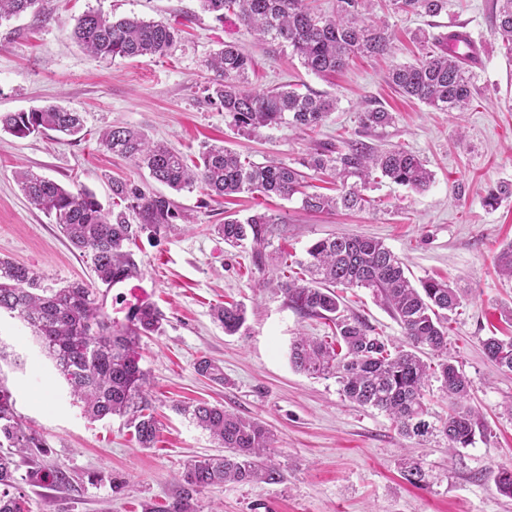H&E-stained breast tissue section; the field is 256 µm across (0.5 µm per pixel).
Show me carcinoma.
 Listing matches in <instances>:
<instances>
[{
	"label": "carcinoma",
	"instance_id": "carcinoma-1",
	"mask_svg": "<svg viewBox=\"0 0 512 512\" xmlns=\"http://www.w3.org/2000/svg\"><path fill=\"white\" fill-rule=\"evenodd\" d=\"M377 1L393 14L430 17L448 12L449 5V0H336L332 15L313 6L314 0H201V7L220 23L231 13L258 39L291 47L305 69L323 77L343 69L355 54L377 57L391 52L388 27L369 22ZM29 11L45 14L43 0H0V22ZM493 34L512 52V0H496ZM71 37L95 59L151 61L172 51L180 31L162 22L137 17L114 20L89 11L77 19ZM417 39L425 56L394 66L389 83L402 95L436 110L467 109L474 90L466 69L472 42L457 33L439 39L424 31ZM252 64L248 53L228 42L205 61L211 74L205 101L224 109L237 131L252 135L284 126L312 132L336 110L333 98L300 94L286 86L266 92L247 89ZM359 120L363 128L377 129L391 124L393 115L366 108ZM0 128L17 137L47 130L75 137L83 134L84 120L74 110L48 106L0 113ZM101 143L175 191L200 186L220 197L242 192L286 199L298 195L302 209L314 213L365 208L370 198L364 191L378 173L415 191L426 189L432 181L423 160L398 146L379 150L355 142L337 149L324 143L306 154L303 172L275 160L253 162L223 144L203 146L199 163L190 166L180 152L128 126L103 131ZM310 173L332 177L339 185L338 194L308 192ZM17 179L29 202L53 218L72 247L90 258L96 280L48 286L28 266L1 258L0 311L18 317L31 329L87 417L94 421L123 417L139 447H154L159 431L157 407L150 394L149 373L140 366L139 341L143 335L160 333L165 316L152 305L141 306L118 326L102 311L96 284L116 286L142 274L131 245L144 233L166 232L180 217L174 201L133 182L114 181L113 207L106 210L88 190L74 191L30 170L19 171ZM508 198H512V182H502L488 190L484 202L493 208ZM274 223L264 213L244 220L230 215L217 231L231 245L248 240L259 245L267 241ZM294 264L302 276L288 275L278 283L288 306L304 316L333 322L336 334L331 342L297 338L290 350L293 367L308 375L336 376L345 399L386 414L403 438H424L437 431L451 448L471 445L476 433L483 432V424L466 404L467 378L448 358V313L461 306L458 290L431 279L414 284L401 259L383 242L346 233L316 241ZM497 266L512 281V243L499 253ZM355 287L371 289L390 310L407 348L390 352L370 335L362 320L341 314L342 296L337 289ZM215 318L224 334L233 336L243 328L246 310L234 304L219 306ZM424 347L438 357L435 364L418 355ZM484 348L495 365L512 372V337H490ZM195 370L224 382V373L210 360H199ZM432 377L441 382L449 400L448 416L438 426L426 420L429 412L423 401ZM183 412L227 453L188 464L171 500L163 506L145 502L142 512H201L199 495L211 486L284 480L282 469L271 459L273 438L261 422L206 402L185 406ZM45 447L43 435L17 416L12 393L0 382V512H25L24 496L16 487L18 459H29ZM28 477L55 485L69 481L61 466L45 473L32 470ZM403 477L412 485H427L426 471L417 461L404 464ZM495 484L502 495L512 497V468H501Z\"/></svg>",
	"mask_w": 512,
	"mask_h": 512
}]
</instances>
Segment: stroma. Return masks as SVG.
<instances>
[{
	"instance_id": "obj_1",
	"label": "stroma",
	"mask_w": 512,
	"mask_h": 512,
	"mask_svg": "<svg viewBox=\"0 0 512 512\" xmlns=\"http://www.w3.org/2000/svg\"><path fill=\"white\" fill-rule=\"evenodd\" d=\"M46 3L44 15L0 23V113L59 105L82 112L85 134L18 138L0 130V257L30 266L47 283L90 282L95 274L90 259L28 202L16 173L28 167L68 188H86L107 208L116 180L163 192L146 171L100 145L102 132L114 125L137 128L190 159L201 145L221 141L251 161L293 167L316 142L397 145L426 161L433 182L418 193L385 180L367 191L373 207L329 214L305 212L295 198L241 193L216 199L199 188L174 194L179 218L166 233L138 239L142 274L112 291L115 319L142 301L165 316L163 333L140 342V364L150 374L162 423L151 448L136 445L124 418H86L30 330L1 314L0 343L17 361L0 362V375L17 415L48 444L46 454L19 466L30 512H141L142 502L167 503L188 463L222 453L207 431L177 412L184 401L221 404L263 422L273 433L272 458L285 473L279 484L208 488L200 495L202 512H512V498L495 486L500 468L512 467V373L498 369L484 350L488 337L512 336V282L495 266L512 243V201L495 209L484 204L490 186L512 181V60L493 35L496 0H451L448 12L434 18L375 10L374 21L388 24L393 35V54L354 58L325 79L309 73L289 48L258 41L236 16L216 22L199 0ZM91 9L161 20L181 29L182 39L162 59L101 62L70 38L76 19ZM453 25L483 46L472 69L473 99L462 114L407 99L386 81L391 66L420 58L412 42L417 29L438 36ZM227 42L252 56L254 90L290 85L336 99L335 112L307 134L281 127L239 135L223 109L204 101L205 61ZM373 107L392 112L394 123L362 128L360 111ZM257 212L277 220L262 248L228 246L213 231L228 214ZM186 214L192 226L183 223ZM336 233L380 240L413 279H442L459 289L463 306L448 323V353L469 379V404L487 428L472 445L452 448L436 435L401 438L387 416L345 400L335 377L293 368L289 353L297 336L328 340L335 328L288 307L277 282L285 262ZM342 295L346 315L359 317L388 349L403 343L400 325L370 290L349 288ZM224 302L246 309L237 335H225L213 317ZM201 357L223 370V383L197 374ZM407 456L423 465L426 487L403 478ZM36 465L63 466L69 484L27 481ZM116 478L125 482L118 492Z\"/></svg>"
}]
</instances>
